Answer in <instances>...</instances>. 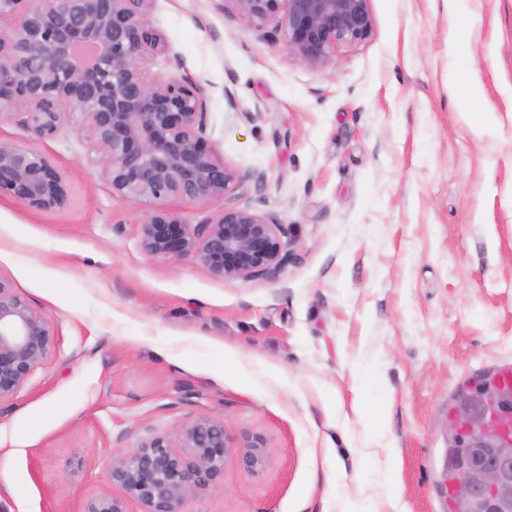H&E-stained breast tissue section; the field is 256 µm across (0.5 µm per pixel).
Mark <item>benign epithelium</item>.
<instances>
[{"label":"benign epithelium","instance_id":"7a95c632","mask_svg":"<svg viewBox=\"0 0 512 512\" xmlns=\"http://www.w3.org/2000/svg\"><path fill=\"white\" fill-rule=\"evenodd\" d=\"M151 0H0V115H13L41 138L54 136L68 115L95 155L112 193L145 202L171 200L185 208L222 200L236 173L202 137L206 96L181 72L152 76L146 54L160 41ZM243 19H274L288 51L311 67L330 62L336 49L367 39L374 28L370 0H230ZM39 211L70 201L65 173L45 154L0 138V196ZM284 225L248 209L222 206L191 226L166 206L139 227L150 256L194 258L208 273L233 281L281 269ZM47 318L0 280V404L12 399L50 355ZM468 463L452 478L459 498L480 497L489 512H512V414L493 423L482 414L463 419ZM234 463L250 474L269 463L266 440L229 434L224 420L199 414L177 440L155 435L112 461V482L124 496L96 493L80 512H183L185 500L203 496Z\"/></svg>","mask_w":512,"mask_h":512}]
</instances>
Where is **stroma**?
I'll use <instances>...</instances> for the list:
<instances>
[{"label": "stroma", "mask_w": 512, "mask_h": 512, "mask_svg": "<svg viewBox=\"0 0 512 512\" xmlns=\"http://www.w3.org/2000/svg\"><path fill=\"white\" fill-rule=\"evenodd\" d=\"M463 7L476 21L460 34L453 0H370L372 34L310 67L230 0H152L164 50L145 66L183 60L238 176L181 215L226 204L284 224L269 276L147 255L150 204L113 195L74 123L42 139L0 117L71 190L56 211L0 197V281L55 341L0 406V512L121 495L113 457L203 413L263 436L269 465H227L184 512H448L449 418L512 366V0Z\"/></svg>", "instance_id": "1"}]
</instances>
